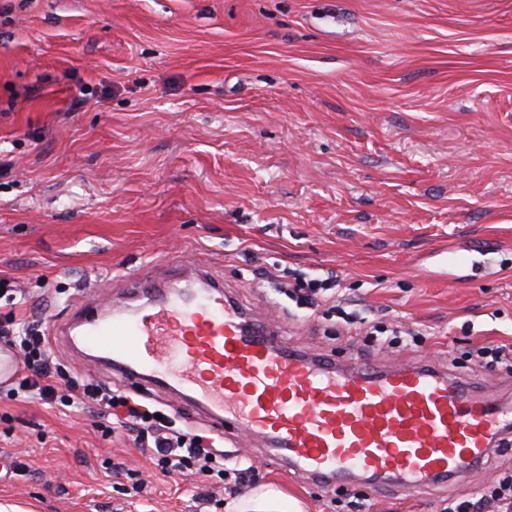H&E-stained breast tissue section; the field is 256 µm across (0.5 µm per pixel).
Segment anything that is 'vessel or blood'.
Returning <instances> with one entry per match:
<instances>
[{"instance_id": "vessel-or-blood-1", "label": "vessel or blood", "mask_w": 512, "mask_h": 512, "mask_svg": "<svg viewBox=\"0 0 512 512\" xmlns=\"http://www.w3.org/2000/svg\"><path fill=\"white\" fill-rule=\"evenodd\" d=\"M49 337L214 429L259 440L315 484L448 483L512 438L511 404L433 365H339L290 346L204 263L173 258L139 269L107 300L85 291Z\"/></svg>"}]
</instances>
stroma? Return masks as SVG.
Listing matches in <instances>:
<instances>
[{"label":"stroma","mask_w":512,"mask_h":512,"mask_svg":"<svg viewBox=\"0 0 512 512\" xmlns=\"http://www.w3.org/2000/svg\"><path fill=\"white\" fill-rule=\"evenodd\" d=\"M0 323L61 317L143 263H208L295 347L423 361L488 393L512 370V0H0ZM336 276L348 310L422 331L396 352L289 297ZM79 374L132 395L68 350ZM0 381V498L34 512H224L271 484L307 512H443L512 469L409 492L311 485L234 430L252 485L154 474L115 418ZM478 362L481 367L495 370L500 365L512 368V345L481 346L477 349Z\"/></svg>","instance_id":"1"}]
</instances>
